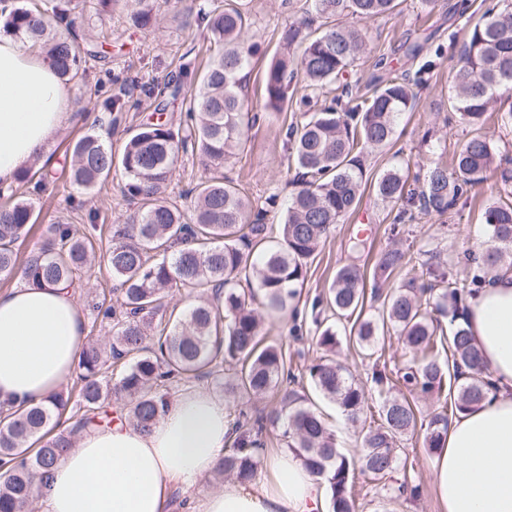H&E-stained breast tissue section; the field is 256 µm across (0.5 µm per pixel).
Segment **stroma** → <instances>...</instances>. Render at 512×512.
Wrapping results in <instances>:
<instances>
[{
    "instance_id": "35a3bbf8",
    "label": "stroma",
    "mask_w": 512,
    "mask_h": 512,
    "mask_svg": "<svg viewBox=\"0 0 512 512\" xmlns=\"http://www.w3.org/2000/svg\"><path fill=\"white\" fill-rule=\"evenodd\" d=\"M199 10L208 9L213 0H151L150 26L134 27L127 9L114 7L112 12L98 14L95 9L84 8L82 28L101 36L106 60L88 62L82 77L74 79L71 89L79 96V103L69 104L71 122L61 130L50 148L55 157L53 182L46 191L32 192L18 187V195L29 199L38 215L30 230L21 236L14 248L19 259H26L38 247L48 224L60 221L84 229L94 227L98 251L111 244L112 227L124 223L137 204L123 196L120 176H113L102 189L93 193L74 191L75 202L65 205L63 185L70 169L71 146L96 122H109V113L103 112L92 90L104 84L115 93L124 83L136 79L142 82L163 81L172 74L202 72L211 56L210 44L204 25L184 26L175 18L174 3ZM452 0H436L434 7L424 6L421 0H402L394 14L375 19L344 17L347 25L362 29L367 46L355 73L369 79L376 62L385 69L403 72L411 69L412 62L401 49L402 44L423 42L431 30L448 35V6ZM250 25L246 31L249 41L258 43L260 51L250 70L244 71L242 94L253 106L263 104L264 72L272 59L279 55V37L285 26L292 22L312 20L314 14L308 0H247ZM454 56H447L430 78L427 86L418 91L413 111L400 115V136L393 147L373 151L364 159L367 177L374 178L390 169L416 172L427 167L440 153H453L467 137L468 129L448 112V92L453 82ZM292 120L291 112H273L252 129L245 150L238 159L227 164L225 174L235 180L250 197L265 198L277 193L287 195L294 175V162L286 136ZM497 195L494 181L472 188L469 198L444 218L417 216L407 224L404 233L391 238L390 226L395 215L391 205L382 202L373 191H365L359 212L337 224L327 241L311 263L303 284L298 285L297 306L302 317H309L313 299L327 291L339 267L355 263L364 269H373L378 252L391 242L412 256L427 250H441L448 260V269L465 275V255L488 239V227L483 220L486 204ZM362 238L366 248L354 251L351 242ZM270 340L276 341L286 354L287 364L294 373L304 372L306 366L323 356V349L312 337L293 341L286 327L277 323L266 325ZM424 432L416 430L404 438L401 446L407 458L406 472L419 483L421 494L417 499L402 498L393 502L381 500L364 477L354 483L355 512H440L433 486L432 455L423 445Z\"/></svg>"
}]
</instances>
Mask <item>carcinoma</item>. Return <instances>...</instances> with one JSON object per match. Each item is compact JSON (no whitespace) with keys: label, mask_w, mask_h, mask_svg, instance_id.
<instances>
[{"label":"carcinoma","mask_w":512,"mask_h":512,"mask_svg":"<svg viewBox=\"0 0 512 512\" xmlns=\"http://www.w3.org/2000/svg\"><path fill=\"white\" fill-rule=\"evenodd\" d=\"M322 23L314 31L290 26L282 34L283 50L264 75L263 111L280 112L287 102L299 112L288 127L298 191L288 206L279 237L269 244L267 223L276 196L261 206L224 176V164L244 151L248 132L262 118L240 93V72L251 65L254 44L244 36L247 13L238 0L199 10L213 54L203 75L159 87L126 85L102 101L107 112L127 111L134 90L152 100L156 119L126 129L120 152L112 148L111 132L91 127L73 145L69 184L84 191L102 188L112 172L122 174V194L138 201L127 223L112 229V244L103 255L111 275L115 301L92 303L96 317L109 324L108 340L85 345L78 362L79 383L71 393L56 392L45 403L23 411L0 409V512H34V480L75 447L77 432L109 418L108 408L121 403L128 419L148 431L170 406L169 384L210 377L219 364L233 361L239 370L225 390L235 397L258 398L281 386L287 362L274 343L263 344L264 317L282 323L296 319L292 302L304 282L309 262L331 229L353 214L366 190L363 155L389 146L399 116L412 110L414 88L425 84L443 60V46L421 56L411 45L406 55L421 59L411 75L389 74L367 81L356 91L352 72L366 48V36L339 18L382 17L393 13L398 0H311ZM75 0H43V5L12 9L0 21V34L40 46L59 76L75 79L89 60L106 56L95 41L81 37ZM469 5L455 8L466 39L457 53L448 109L472 129L452 162L439 158L423 175L410 177L385 171L374 183L378 198L397 207L391 235L415 214L443 216L471 189L500 176L502 193L484 211L489 246L481 255H467L463 278L440 267L436 255L417 261L398 247L380 253L373 273L374 314L365 312V272L355 265L336 270L327 293L314 299L311 323L318 345L335 352L336 325L352 322L356 343L374 358L366 383L354 379L334 358L308 368L311 384L336 403L344 419L360 427L359 448L346 455L324 417L305 405L293 389L280 390V408L257 417L227 449L218 475L240 482L256 478L258 448L264 420L282 424L286 447L327 487L332 512H353L356 474L368 477L384 498L416 497L420 486L408 479L392 485L397 444L414 430L417 407L409 396L444 400L428 415L424 446L442 447L452 417L478 406L496 393L479 349L462 325L466 302L477 289L512 269V169L497 164L492 136L484 132L487 113L500 112V127L512 129V0H492L479 20L471 22ZM189 92L186 119L166 115L183 90ZM195 152L211 168V176L191 190L190 212L167 193L180 154ZM36 223L32 204L0 189V276L19 277L41 286L76 281L95 261L91 233L82 236L69 224H51L43 243L21 266L13 245ZM404 273L395 288L382 283ZM256 281L245 291L241 281ZM172 288L214 291L216 303L202 302L166 321L165 298ZM449 329H444L442 319ZM390 328L411 354L410 365L398 370L409 395L387 396L377 417L367 420L368 391L390 390L391 377L379 368L383 354L374 350L379 331ZM75 410L79 419L64 427L60 418Z\"/></svg>","instance_id":"carcinoma-1"}]
</instances>
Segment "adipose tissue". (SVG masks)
Here are the masks:
<instances>
[{
    "label": "adipose tissue",
    "instance_id": "1",
    "mask_svg": "<svg viewBox=\"0 0 512 512\" xmlns=\"http://www.w3.org/2000/svg\"><path fill=\"white\" fill-rule=\"evenodd\" d=\"M70 90L51 61L0 34V185L38 157L71 120ZM72 288L0 291V407L44 401L71 376L86 341ZM464 326L497 391L459 413L433 460L441 512H512V272L467 301ZM231 439L223 400L201 389L176 397L150 431L122 420L83 430L33 496L43 512H165L170 483L216 472ZM260 485L230 482L191 512H326L327 490L292 451L261 455Z\"/></svg>",
    "mask_w": 512,
    "mask_h": 512
}]
</instances>
